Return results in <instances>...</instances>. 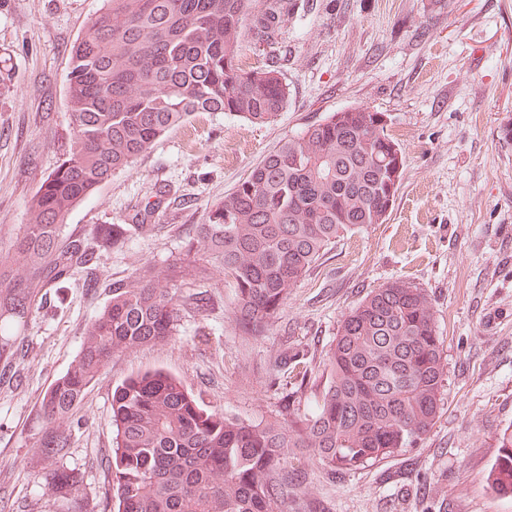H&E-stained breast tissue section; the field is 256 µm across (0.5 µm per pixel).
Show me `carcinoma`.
Returning a JSON list of instances; mask_svg holds the SVG:
<instances>
[{
  "label": "carcinoma",
  "instance_id": "1",
  "mask_svg": "<svg viewBox=\"0 0 512 512\" xmlns=\"http://www.w3.org/2000/svg\"><path fill=\"white\" fill-rule=\"evenodd\" d=\"M71 50L67 103L74 148L28 204V222L0 243V381L21 358L14 332L49 288L80 273L99 284L94 265L134 231L147 234L151 209L134 224H99L66 234L70 212L167 132L196 112H224L264 124L282 112L288 88L273 65L239 63L248 0H104ZM282 0L252 21L274 37ZM384 113L351 107L312 123L266 155L197 225L215 267L233 279L234 321L256 336L275 322L291 288L344 234L384 222L404 166ZM179 320L177 279L153 267L112 286L88 325L79 353L42 398L40 453L54 463L70 448L74 412L112 356L162 344ZM304 363L286 351L274 379ZM325 381L311 415L249 424L207 408L184 382L154 369L112 389L118 512H288L306 495L289 475L288 449L310 448L331 471L349 472L401 455L424 440L443 402L445 363L424 290L394 281L371 290L341 321L323 362ZM489 480L512 494V432Z\"/></svg>",
  "mask_w": 512,
  "mask_h": 512
}]
</instances>
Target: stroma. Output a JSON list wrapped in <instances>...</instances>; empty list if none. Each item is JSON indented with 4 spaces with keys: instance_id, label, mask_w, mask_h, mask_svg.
Listing matches in <instances>:
<instances>
[{
    "instance_id": "stroma-1",
    "label": "stroma",
    "mask_w": 512,
    "mask_h": 512,
    "mask_svg": "<svg viewBox=\"0 0 512 512\" xmlns=\"http://www.w3.org/2000/svg\"><path fill=\"white\" fill-rule=\"evenodd\" d=\"M103 0H0V237L72 149L66 101L70 49ZM245 69L276 64L288 102L267 124L198 112L75 207L68 228L130 223L150 205L157 229L102 254L105 285L50 291L21 332L26 357L0 384V512H117L106 461L115 446L113 387L132 373L180 377L210 409L251 424L302 418L320 389L271 385L286 345L322 361L343 316L368 292L401 279L425 290L446 375L443 410L405 455L334 475L293 449L314 512H512L489 472L512 429V0H295L275 44L241 36ZM387 113L406 153L384 223L341 237L294 288L274 324L246 334L233 320L230 278L194 243L197 224L280 141L330 113ZM177 266L178 294L203 293L205 312L180 310L168 342L113 356L76 412L66 455L40 454V402L80 350L112 282ZM79 473L78 494L51 489L54 470Z\"/></svg>"
}]
</instances>
